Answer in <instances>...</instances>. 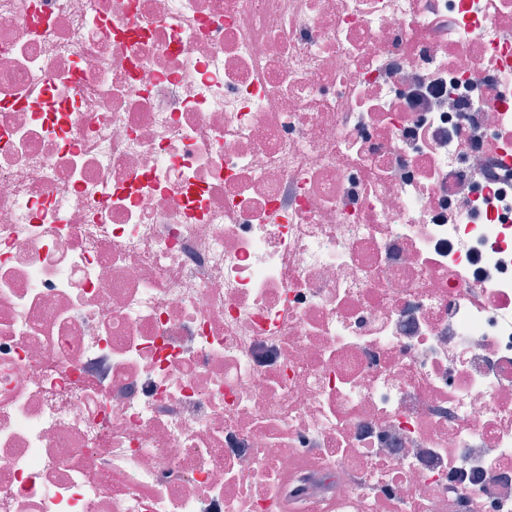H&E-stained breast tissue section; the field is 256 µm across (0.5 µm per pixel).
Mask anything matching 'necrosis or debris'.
I'll return each instance as SVG.
<instances>
[{
  "mask_svg": "<svg viewBox=\"0 0 512 512\" xmlns=\"http://www.w3.org/2000/svg\"><path fill=\"white\" fill-rule=\"evenodd\" d=\"M512 0H0V512H512Z\"/></svg>",
  "mask_w": 512,
  "mask_h": 512,
  "instance_id": "obj_1",
  "label": "necrosis or debris"
}]
</instances>
